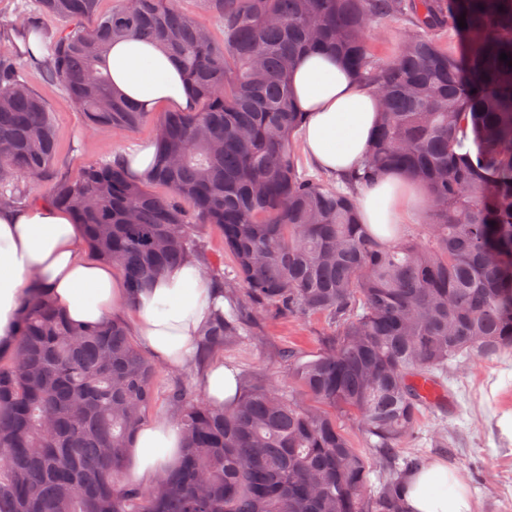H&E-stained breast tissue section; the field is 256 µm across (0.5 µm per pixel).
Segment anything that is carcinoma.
<instances>
[{"instance_id": "obj_1", "label": "carcinoma", "mask_w": 512, "mask_h": 512, "mask_svg": "<svg viewBox=\"0 0 512 512\" xmlns=\"http://www.w3.org/2000/svg\"><path fill=\"white\" fill-rule=\"evenodd\" d=\"M98 2L36 0L69 28L52 34L29 16L16 29L23 49L0 44V206L21 204L22 182L46 187L122 270L131 303L196 255L199 226L216 225L240 315H323L333 336L311 359L288 351L286 397L260 380L216 408L175 388L181 459L143 489L126 478V448L153 401L155 365L123 320L76 327L31 287L14 345L0 350V512H407L402 487L424 458L398 449L428 407L448 411V369L512 352V0H205L224 24L220 43L177 0H120L82 25ZM391 15L411 16L414 33L379 64L366 34ZM462 17L465 76L435 39ZM129 36L178 58L194 107L157 120L147 178L106 161L54 179L55 125L18 53L45 48L47 77L88 124L128 132L148 114L99 64ZM311 50L381 97L364 164L340 186L307 175L292 148L304 115L290 67ZM389 172L420 183L427 212L383 241L361 223L356 195ZM239 331L222 316L202 344L218 350ZM424 382L440 401L428 402ZM341 417L356 420L375 460ZM376 463L387 473L375 485Z\"/></svg>"}]
</instances>
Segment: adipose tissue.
<instances>
[{
  "label": "adipose tissue",
  "mask_w": 512,
  "mask_h": 512,
  "mask_svg": "<svg viewBox=\"0 0 512 512\" xmlns=\"http://www.w3.org/2000/svg\"><path fill=\"white\" fill-rule=\"evenodd\" d=\"M114 89L151 113L191 106L194 93L179 64L160 46L136 38L113 43L103 61ZM291 94L305 115L302 142L320 171L343 176L358 171L377 121L378 97L339 61L302 55L290 72ZM420 200V187L385 174L360 187L363 223L380 237L404 223ZM81 229L49 200L22 208H0V346L15 339L17 315L30 284H38L72 322L111 319L126 303L123 281L111 264L84 256ZM226 302L197 259L169 269L134 303L133 329L145 349L165 364L180 367L197 358L205 326L224 313ZM202 389L221 405L239 394L235 371L223 361L205 367ZM182 454L178 426L164 417L138 428L129 441L127 464L136 480L155 481ZM408 512H474L467 488L454 470L431 463L404 484Z\"/></svg>",
  "instance_id": "1"
}]
</instances>
